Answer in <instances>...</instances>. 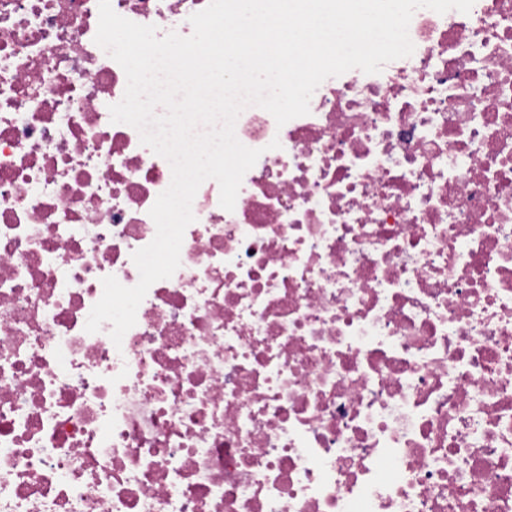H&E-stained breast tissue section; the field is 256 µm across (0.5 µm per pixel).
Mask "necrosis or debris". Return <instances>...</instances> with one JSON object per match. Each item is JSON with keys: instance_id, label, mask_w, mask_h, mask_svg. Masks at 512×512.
Listing matches in <instances>:
<instances>
[{"instance_id": "obj_1", "label": "necrosis or debris", "mask_w": 512, "mask_h": 512, "mask_svg": "<svg viewBox=\"0 0 512 512\" xmlns=\"http://www.w3.org/2000/svg\"><path fill=\"white\" fill-rule=\"evenodd\" d=\"M209 0H111L190 36ZM98 0H0V512H512V0L250 106L121 345L85 324L172 179ZM279 148H271L272 140Z\"/></svg>"}]
</instances>
